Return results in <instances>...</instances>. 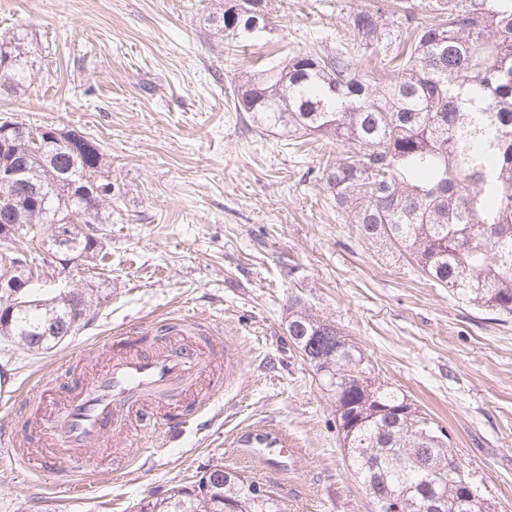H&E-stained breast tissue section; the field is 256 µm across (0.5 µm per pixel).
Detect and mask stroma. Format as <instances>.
Returning <instances> with one entry per match:
<instances>
[{"instance_id":"obj_1","label":"stroma","mask_w":512,"mask_h":512,"mask_svg":"<svg viewBox=\"0 0 512 512\" xmlns=\"http://www.w3.org/2000/svg\"><path fill=\"white\" fill-rule=\"evenodd\" d=\"M368 0H275L273 29L226 53L209 16L215 0H0V32L28 31L34 83L0 94V117L95 139L112 181V221L97 266H45L41 287L103 280L109 296L76 335L37 353L0 340L14 386L35 375H90L102 338L189 317L218 330L216 353L238 372L208 410L169 436L134 423L129 447L90 466L110 480L78 498L56 473L31 481L0 458V512H137L147 496L193 481L215 462L247 469L283 512H372L336 431V407L292 345L288 306L301 298L335 322L374 369L444 426L471 482L512 512V318L501 321L434 286L406 258L363 242L322 180L331 146L307 151L239 120L228 103L255 58L284 64L336 48ZM264 420L305 450L282 473L227 456L225 441Z\"/></svg>"}]
</instances>
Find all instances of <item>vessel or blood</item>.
I'll return each instance as SVG.
<instances>
[{
  "instance_id": "obj_1",
  "label": "vessel or blood",
  "mask_w": 512,
  "mask_h": 512,
  "mask_svg": "<svg viewBox=\"0 0 512 512\" xmlns=\"http://www.w3.org/2000/svg\"><path fill=\"white\" fill-rule=\"evenodd\" d=\"M216 343V337L184 321L175 324L162 345L138 344L112 356L92 376L66 383L40 377L27 394L48 409L31 456L62 473L60 492L83 490L87 450L127 435L132 417H143L153 430L169 423L168 406L182 402L199 411L208 407L213 394L204 386L206 375L220 368L229 381L236 372L232 362L215 361ZM261 435L260 441L245 446L233 441L230 448L235 453L247 448L251 456L284 469L299 464L304 450L286 429L266 423Z\"/></svg>"
}]
</instances>
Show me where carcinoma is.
<instances>
[{
    "label": "carcinoma",
    "mask_w": 512,
    "mask_h": 512,
    "mask_svg": "<svg viewBox=\"0 0 512 512\" xmlns=\"http://www.w3.org/2000/svg\"><path fill=\"white\" fill-rule=\"evenodd\" d=\"M273 0H226L212 22L230 47H247L238 36L247 20L269 21ZM353 46L299 53L284 66H264L238 80L234 109L256 127L279 128L299 139H325L340 150L323 172L336 207L346 210L358 237L409 263L434 284L498 317L512 316V0H370L347 18ZM28 33L0 34V90L24 93L32 84ZM0 160L22 168L28 185H0V206L39 238L38 224L74 218L85 234L75 249L98 253L96 225L112 223L104 212L112 195L103 154L72 153L55 139L16 147L0 143ZM33 278L28 257L10 256L9 270ZM75 309L58 290L43 293L30 284L22 300L0 299L12 310L0 317V337L29 351L49 350L75 333L72 325L100 304L99 288L77 290ZM56 324V334L45 332ZM288 335L301 336L300 354L323 360L319 381L345 418L352 396L360 399L361 423L352 432L336 424L342 445L366 492L392 490L402 509L414 507L425 489L427 462L460 461L449 446L431 441L420 410L413 406L401 424L379 407L401 404L405 394L383 382L370 401L355 391L363 353L333 323L299 300L288 313ZM204 498L192 485H175L139 503L138 512H280L277 495L258 501L255 478L216 463L207 467ZM448 512L467 495V512H495L476 488L438 487Z\"/></svg>",
    "instance_id": "carcinoma-1"
}]
</instances>
